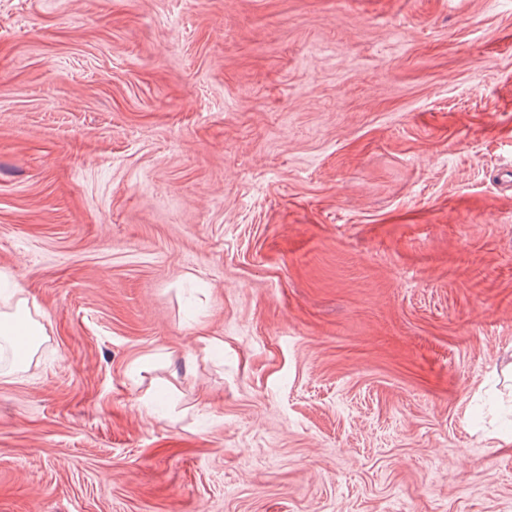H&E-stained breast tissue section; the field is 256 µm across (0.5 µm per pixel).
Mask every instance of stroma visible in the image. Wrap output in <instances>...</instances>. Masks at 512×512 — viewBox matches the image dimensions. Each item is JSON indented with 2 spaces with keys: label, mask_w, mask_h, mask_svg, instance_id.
<instances>
[{
  "label": "stroma",
  "mask_w": 512,
  "mask_h": 512,
  "mask_svg": "<svg viewBox=\"0 0 512 512\" xmlns=\"http://www.w3.org/2000/svg\"><path fill=\"white\" fill-rule=\"evenodd\" d=\"M0 293V512H512V0H0ZM22 302H24L23 305H21ZM42 334L43 327L32 318L30 310L27 308V301L19 300L13 312L0 313L1 360L5 345L17 352V340L23 336L28 338L27 351L32 356L36 347V337L42 336Z\"/></svg>",
  "instance_id": "obj_1"
}]
</instances>
